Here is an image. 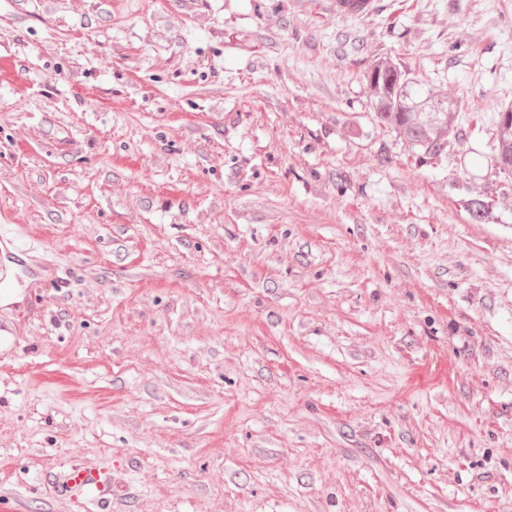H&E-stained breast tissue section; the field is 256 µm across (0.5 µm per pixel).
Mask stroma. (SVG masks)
Wrapping results in <instances>:
<instances>
[{"label": "stroma", "mask_w": 512, "mask_h": 512, "mask_svg": "<svg viewBox=\"0 0 512 512\" xmlns=\"http://www.w3.org/2000/svg\"><path fill=\"white\" fill-rule=\"evenodd\" d=\"M508 105L512 0H0V512H512ZM394 68L398 70L400 83L409 80L406 86L402 85L397 91V95L386 104L377 102L376 116L383 124L393 127L408 144L426 155H435L440 149L442 141L448 139L450 135H457L453 125L455 112H404L411 110L414 104L424 105L427 99H432L422 89L420 83L415 78L410 77L409 73H401L395 65H386L384 68ZM425 99V100H424ZM421 100V101H417ZM437 143L434 148L432 146ZM437 149H439L437 151ZM437 151V152H436ZM507 109H511L512 106H507L502 108L499 112V122H498V145H497V163L504 168V172H508L512 174V127H510L507 133L504 130H501V123L503 119V112ZM56 488L62 496L73 500L90 499V504L100 507L101 512H108L112 503L110 484L98 470L72 467L56 483Z\"/></svg>", "instance_id": "1"}]
</instances>
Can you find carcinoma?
Here are the masks:
<instances>
[{
    "label": "carcinoma",
    "instance_id": "1",
    "mask_svg": "<svg viewBox=\"0 0 512 512\" xmlns=\"http://www.w3.org/2000/svg\"><path fill=\"white\" fill-rule=\"evenodd\" d=\"M429 99L415 78L403 85L397 95L386 104H376V116L383 124L393 127L408 144L426 155L436 154L440 139L447 140L457 135L453 125L452 112H415L414 104H426ZM497 163L504 171L512 174V128L505 132L498 130Z\"/></svg>",
    "mask_w": 512,
    "mask_h": 512
}]
</instances>
